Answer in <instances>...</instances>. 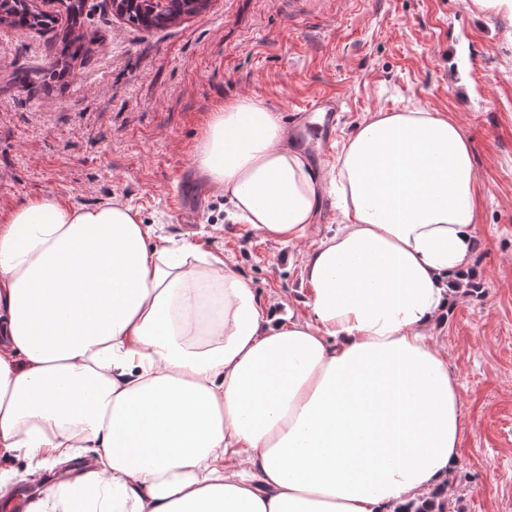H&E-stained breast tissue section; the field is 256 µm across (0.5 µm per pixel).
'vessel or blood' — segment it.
<instances>
[{
	"label": "vessel or blood",
	"mask_w": 512,
	"mask_h": 512,
	"mask_svg": "<svg viewBox=\"0 0 512 512\" xmlns=\"http://www.w3.org/2000/svg\"><path fill=\"white\" fill-rule=\"evenodd\" d=\"M301 112V121L290 126L293 139L303 148L314 149L317 158H324L336 132V97L329 93L316 95Z\"/></svg>",
	"instance_id": "1"
}]
</instances>
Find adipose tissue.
Masks as SVG:
<instances>
[{
  "label": "adipose tissue",
  "mask_w": 512,
  "mask_h": 512,
  "mask_svg": "<svg viewBox=\"0 0 512 512\" xmlns=\"http://www.w3.org/2000/svg\"><path fill=\"white\" fill-rule=\"evenodd\" d=\"M197 172L265 239L304 244L307 317L263 307L223 252L118 199L0 212V456L59 472L23 512H402L459 464L433 342L465 289L477 179L460 127L378 113L311 171L259 98L211 112ZM345 219L305 239L326 191Z\"/></svg>",
  "instance_id": "obj_1"
}]
</instances>
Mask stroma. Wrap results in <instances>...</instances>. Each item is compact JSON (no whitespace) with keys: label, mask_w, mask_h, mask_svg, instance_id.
Returning a JSON list of instances; mask_svg holds the SVG:
<instances>
[{"label":"stroma","mask_w":512,"mask_h":512,"mask_svg":"<svg viewBox=\"0 0 512 512\" xmlns=\"http://www.w3.org/2000/svg\"><path fill=\"white\" fill-rule=\"evenodd\" d=\"M55 28L0 24V210L42 193L116 197L174 239L225 259L279 312L307 314L297 247L234 220L187 174L206 117L255 96L288 113L340 99L334 149L377 112H437L473 148L479 192L470 273L433 341L462 404L459 512H512V13L489 0H209L147 30L86 0L80 54L62 0H37Z\"/></svg>","instance_id":"35a3bbf8"}]
</instances>
